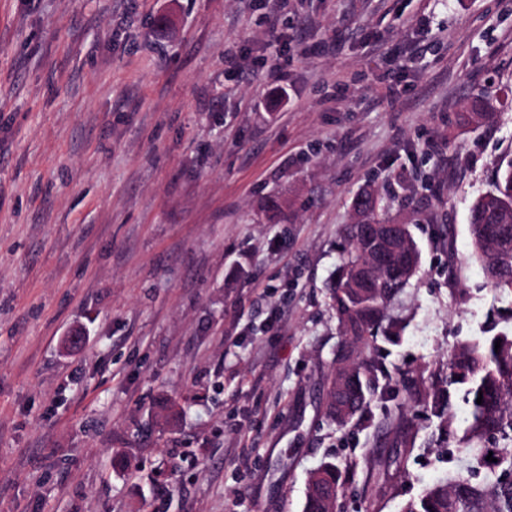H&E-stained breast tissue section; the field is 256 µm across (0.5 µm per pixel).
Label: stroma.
<instances>
[{
  "label": "stroma",
  "mask_w": 512,
  "mask_h": 512,
  "mask_svg": "<svg viewBox=\"0 0 512 512\" xmlns=\"http://www.w3.org/2000/svg\"><path fill=\"white\" fill-rule=\"evenodd\" d=\"M511 155L512 0H0V512H302L329 457L341 512H401L437 419L324 415L351 201L421 252L399 391L512 329L468 230ZM495 110L493 100L488 95L475 98L470 105L471 112H464L463 121L467 124H481L491 117Z\"/></svg>",
  "instance_id": "1"
}]
</instances>
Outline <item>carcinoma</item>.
<instances>
[{
    "mask_svg": "<svg viewBox=\"0 0 512 512\" xmlns=\"http://www.w3.org/2000/svg\"><path fill=\"white\" fill-rule=\"evenodd\" d=\"M494 110L490 96H478L463 121L481 124ZM393 206L372 187L354 197V223L329 288L342 342L327 379L326 413L341 428L360 419L373 399L398 397L380 385L376 341L399 339L403 319L390 308L417 274L420 251L408 224L396 241L359 228L390 223ZM469 232L485 277L512 298V157L499 163L491 188L473 202ZM409 396L440 419L466 466L407 501L402 512H512V330L460 341L448 358V374H431L429 386ZM458 398L466 405L459 431L453 429ZM490 453L496 461L486 460ZM347 483V467L335 459L322 462L308 475L303 512H337Z\"/></svg>",
    "mask_w": 512,
    "mask_h": 512,
    "instance_id": "cac0c4a2",
    "label": "carcinoma"
}]
</instances>
